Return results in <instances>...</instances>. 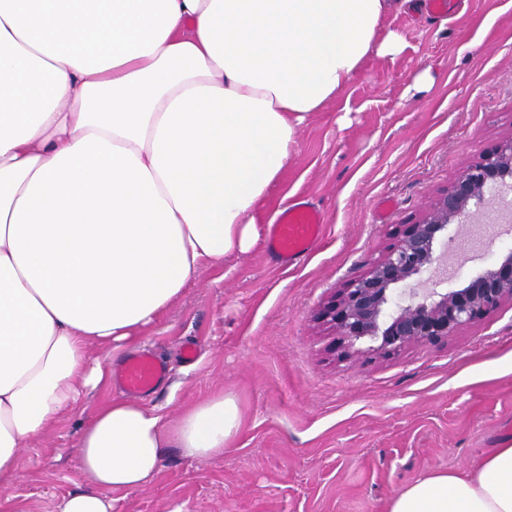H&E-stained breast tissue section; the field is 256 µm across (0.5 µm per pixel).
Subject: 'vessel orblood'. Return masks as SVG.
<instances>
[{"instance_id": "1", "label": "vessel or blood", "mask_w": 512, "mask_h": 512, "mask_svg": "<svg viewBox=\"0 0 512 512\" xmlns=\"http://www.w3.org/2000/svg\"><path fill=\"white\" fill-rule=\"evenodd\" d=\"M323 213L301 198L290 200L288 206L271 226L270 248L283 268H291L311 253L325 232ZM168 374L166 362L147 352L126 359L113 373L112 380L130 397H139L161 387Z\"/></svg>"}]
</instances>
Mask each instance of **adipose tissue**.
Here are the masks:
<instances>
[{
	"label": "adipose tissue",
	"mask_w": 512,
	"mask_h": 512,
	"mask_svg": "<svg viewBox=\"0 0 512 512\" xmlns=\"http://www.w3.org/2000/svg\"><path fill=\"white\" fill-rule=\"evenodd\" d=\"M392 6L0 0V491L30 440L108 386L90 346H139L202 271L258 245L302 126L403 51ZM239 425L221 394L170 425L106 399L58 512H113L164 448L209 459ZM386 512H512V443L422 475Z\"/></svg>",
	"instance_id": "obj_1"
}]
</instances>
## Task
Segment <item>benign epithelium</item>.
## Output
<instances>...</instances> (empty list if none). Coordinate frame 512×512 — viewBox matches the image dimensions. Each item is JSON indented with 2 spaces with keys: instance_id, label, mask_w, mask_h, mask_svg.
<instances>
[{
  "instance_id": "obj_1",
  "label": "benign epithelium",
  "mask_w": 512,
  "mask_h": 512,
  "mask_svg": "<svg viewBox=\"0 0 512 512\" xmlns=\"http://www.w3.org/2000/svg\"><path fill=\"white\" fill-rule=\"evenodd\" d=\"M504 186L512 191V138L468 165L418 222L407 225L325 308L323 317L347 353L357 352V343L366 340L376 343L371 351L394 355L411 345L446 339L512 301L511 247L467 283L441 291L415 287L440 262L438 241L456 219L471 205L479 209L501 203Z\"/></svg>"
}]
</instances>
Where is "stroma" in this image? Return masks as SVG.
<instances>
[{"mask_svg": "<svg viewBox=\"0 0 512 512\" xmlns=\"http://www.w3.org/2000/svg\"><path fill=\"white\" fill-rule=\"evenodd\" d=\"M403 52L376 60L298 134L284 183L326 218L314 252L280 269L266 246L203 271L146 332L168 363L142 396L165 420L222 392L240 407L223 455L165 449L157 475L115 512H385L415 478L466 467L512 439V302L446 341L351 359L321 309L415 223L463 168L512 137V0H466L452 18L403 0L386 18ZM434 82L418 91L417 73ZM492 213L460 221L448 280L512 246ZM199 347L195 362L181 349ZM118 388L84 393L23 452L0 512H54L72 490L79 428Z\"/></svg>", "mask_w": 512, "mask_h": 512, "instance_id": "stroma-1", "label": "stroma"}]
</instances>
